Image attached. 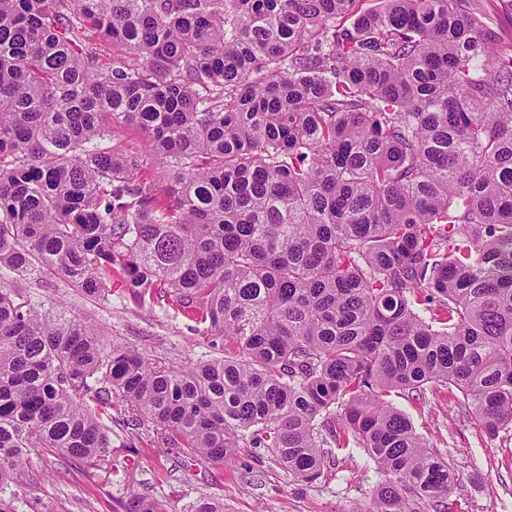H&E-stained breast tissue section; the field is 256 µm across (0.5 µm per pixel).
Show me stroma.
<instances>
[{
    "mask_svg": "<svg viewBox=\"0 0 512 512\" xmlns=\"http://www.w3.org/2000/svg\"><path fill=\"white\" fill-rule=\"evenodd\" d=\"M471 2L481 24L498 36L499 52L512 54V0ZM110 126L113 150L137 158L139 175L162 183L163 172L150 159L147 135L119 119L111 120ZM43 279L44 286H31L9 273L0 286L29 288L45 309L91 320L105 345L136 350L152 363L185 366L223 354L221 347L212 345L205 325L174 313L166 302L148 311L119 287L109 295L89 298L57 275L47 273ZM391 400L433 448L453 460L460 484L452 497L459 512H512L511 438H489L461 407V395L450 385H432L419 395L401 391ZM152 433L149 421L131 429L114 420L112 440L117 447L108 473H80L60 457L34 453L31 479L0 486V497L13 500L16 512H45L49 505L55 512H112L114 501L133 495L154 499L165 512H191L193 504L206 496L223 499L224 512H354L368 503L377 481L373 462L358 448L338 452L324 478L305 484L272 462L258 463L245 451L221 470L179 452L158 456L150 445ZM128 435L133 436L134 447H120Z\"/></svg>",
    "mask_w": 512,
    "mask_h": 512,
    "instance_id": "obj_1",
    "label": "stroma"
}]
</instances>
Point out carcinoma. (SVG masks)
Here are the masks:
<instances>
[{"instance_id":"1","label":"carcinoma","mask_w":512,"mask_h":512,"mask_svg":"<svg viewBox=\"0 0 512 512\" xmlns=\"http://www.w3.org/2000/svg\"><path fill=\"white\" fill-rule=\"evenodd\" d=\"M357 2L0 0V272L163 295L224 338L148 363L1 288L0 485L39 449L112 470L115 409L159 456L254 448L307 484L361 448L364 512H455L453 464L388 397L449 384L512 433V55L469 0ZM106 122L112 129V149L129 158L136 157L140 164L138 175L161 185L164 180L163 171L151 162L147 135L138 127L121 119L106 117Z\"/></svg>"}]
</instances>
